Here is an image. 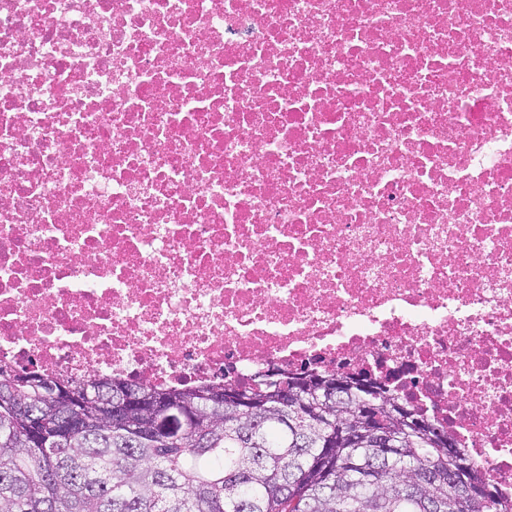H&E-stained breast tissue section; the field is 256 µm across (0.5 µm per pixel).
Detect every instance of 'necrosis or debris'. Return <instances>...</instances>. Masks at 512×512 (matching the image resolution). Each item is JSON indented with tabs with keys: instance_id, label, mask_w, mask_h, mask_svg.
<instances>
[{
	"instance_id": "obj_1",
	"label": "necrosis or debris",
	"mask_w": 512,
	"mask_h": 512,
	"mask_svg": "<svg viewBox=\"0 0 512 512\" xmlns=\"http://www.w3.org/2000/svg\"><path fill=\"white\" fill-rule=\"evenodd\" d=\"M0 362L390 379L512 495V0H0Z\"/></svg>"
}]
</instances>
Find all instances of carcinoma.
I'll use <instances>...</instances> for the list:
<instances>
[{"instance_id": "cac0c4a2", "label": "carcinoma", "mask_w": 512, "mask_h": 512, "mask_svg": "<svg viewBox=\"0 0 512 512\" xmlns=\"http://www.w3.org/2000/svg\"><path fill=\"white\" fill-rule=\"evenodd\" d=\"M326 370L168 387L104 376L61 378L0 363V512H465L448 471L469 464L488 488L476 512H512L488 473L450 432L374 381L382 427L397 436L383 456L371 435L329 451L336 424H355L364 393L347 377L343 399ZM136 392L159 400L114 412ZM81 420L72 437L65 418Z\"/></svg>"}]
</instances>
